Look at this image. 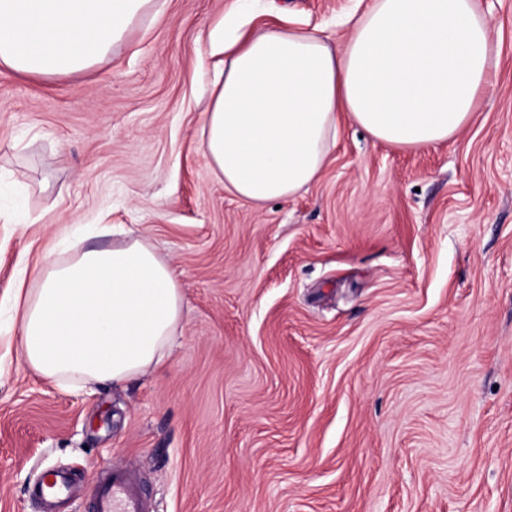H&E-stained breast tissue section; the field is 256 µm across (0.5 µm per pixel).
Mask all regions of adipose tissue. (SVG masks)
I'll use <instances>...</instances> for the list:
<instances>
[{
  "mask_svg": "<svg viewBox=\"0 0 512 512\" xmlns=\"http://www.w3.org/2000/svg\"><path fill=\"white\" fill-rule=\"evenodd\" d=\"M153 0H0V66L52 77L86 71ZM332 47L320 30L263 28L226 38L204 112L201 147L238 197L263 205L319 176L336 143L337 115L373 138L419 148L452 138L476 112L497 47L476 0H371L346 18ZM43 255L34 285L11 309L16 362L72 389L124 385L166 362L184 296L169 262L144 237L112 247L73 242Z\"/></svg>",
  "mask_w": 512,
  "mask_h": 512,
  "instance_id": "1",
  "label": "adipose tissue"
}]
</instances>
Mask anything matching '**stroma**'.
Segmentation results:
<instances>
[{
	"mask_svg": "<svg viewBox=\"0 0 512 512\" xmlns=\"http://www.w3.org/2000/svg\"><path fill=\"white\" fill-rule=\"evenodd\" d=\"M93 68H0V298L74 224L142 233L176 270L165 365L94 392L17 368L0 332V512L45 471L92 512L133 467L156 512H512V0H477L491 87L448 141L342 120L316 182L255 206L200 149L208 33L234 0H160ZM356 0H265L320 28Z\"/></svg>",
	"mask_w": 512,
	"mask_h": 512,
	"instance_id": "stroma-1",
	"label": "stroma"
}]
</instances>
